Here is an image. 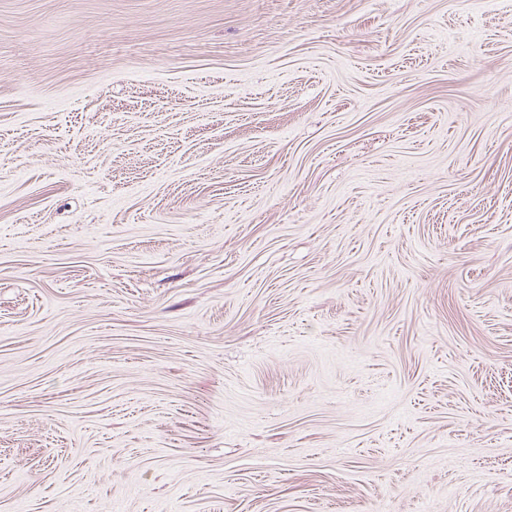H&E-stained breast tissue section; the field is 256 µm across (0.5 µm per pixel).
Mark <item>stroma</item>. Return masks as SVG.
Listing matches in <instances>:
<instances>
[{"mask_svg":"<svg viewBox=\"0 0 512 512\" xmlns=\"http://www.w3.org/2000/svg\"><path fill=\"white\" fill-rule=\"evenodd\" d=\"M0 512H512V0H0Z\"/></svg>","mask_w":512,"mask_h":512,"instance_id":"obj_1","label":"stroma"}]
</instances>
